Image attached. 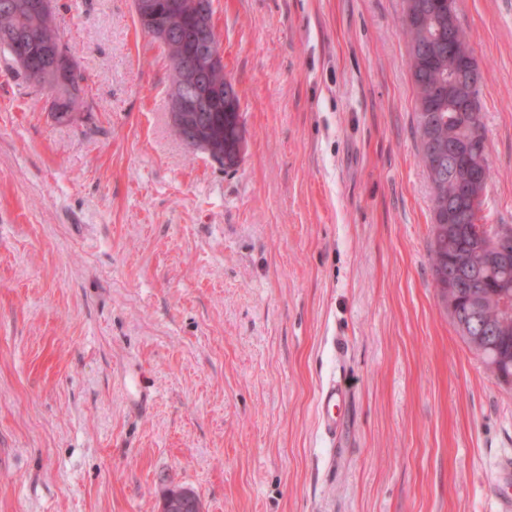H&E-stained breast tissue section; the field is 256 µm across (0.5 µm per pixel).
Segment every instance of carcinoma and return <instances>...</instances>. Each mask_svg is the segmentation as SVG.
<instances>
[{"instance_id": "obj_1", "label": "carcinoma", "mask_w": 512, "mask_h": 512, "mask_svg": "<svg viewBox=\"0 0 512 512\" xmlns=\"http://www.w3.org/2000/svg\"><path fill=\"white\" fill-rule=\"evenodd\" d=\"M10 10L0 9V49L8 52L13 61L24 55V45L15 41L13 33L25 29L33 43L41 47L55 38L58 28L41 25L35 10L37 0H12ZM456 0H403V29L409 41L408 67L415 93V132L419 142L418 162L426 171L431 184V225L443 223L448 214V197L455 190L448 177V136L458 142L487 152L486 138L481 122L478 99H462L448 90V3ZM43 59L35 58L24 67H17L16 74L24 80L39 85ZM240 99L232 93L227 102L231 117L222 119L216 112H203L201 116L213 123L220 138L215 147L232 158L239 137L236 112ZM445 157L435 166L437 156ZM460 219L457 221V248L459 251L482 260L479 241L467 215V206L459 204ZM431 270L434 288L441 302L448 301L445 277L448 275V236L431 232ZM485 279L483 288L459 290L456 315L451 317L454 326L469 318L473 306L472 295L479 298V321L486 326L489 336L486 344L477 346L468 337L463 342L486 366H497L493 374L502 382L512 378V323L507 329L498 328L499 294L504 270L501 265L485 263L480 268Z\"/></svg>"}]
</instances>
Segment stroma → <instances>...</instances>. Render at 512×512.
Returning <instances> with one entry per match:
<instances>
[{
  "label": "stroma",
  "instance_id": "1",
  "mask_svg": "<svg viewBox=\"0 0 512 512\" xmlns=\"http://www.w3.org/2000/svg\"><path fill=\"white\" fill-rule=\"evenodd\" d=\"M214 7L234 169L175 135L132 0H58L95 104L71 122L0 52V512H161L177 484L205 512H492L512 384L434 288L402 0ZM457 10L512 225V0ZM345 392L340 385L329 383L320 394L319 414L325 434L336 436L339 425V412L345 402Z\"/></svg>",
  "mask_w": 512,
  "mask_h": 512
}]
</instances>
